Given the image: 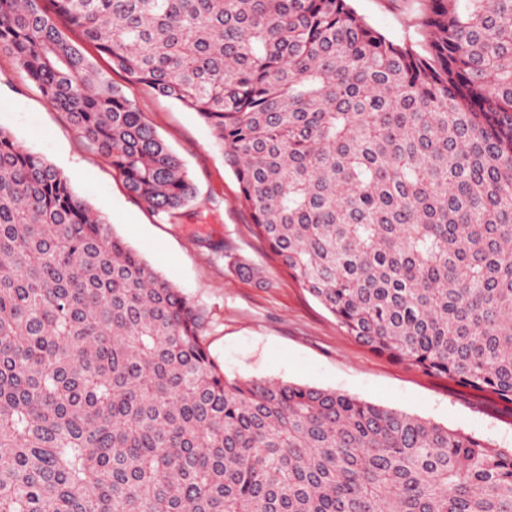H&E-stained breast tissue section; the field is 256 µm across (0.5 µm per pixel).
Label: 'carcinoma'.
<instances>
[{"instance_id": "carcinoma-1", "label": "carcinoma", "mask_w": 512, "mask_h": 512, "mask_svg": "<svg viewBox=\"0 0 512 512\" xmlns=\"http://www.w3.org/2000/svg\"><path fill=\"white\" fill-rule=\"evenodd\" d=\"M414 2L412 41L351 0H0V51L157 215L196 188L112 73L197 113L349 335L512 403V0ZM204 328L0 127V512H512V450L229 377Z\"/></svg>"}]
</instances>
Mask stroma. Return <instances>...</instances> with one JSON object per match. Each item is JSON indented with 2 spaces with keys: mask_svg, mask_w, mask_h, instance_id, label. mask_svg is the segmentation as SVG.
<instances>
[{
  "mask_svg": "<svg viewBox=\"0 0 512 512\" xmlns=\"http://www.w3.org/2000/svg\"><path fill=\"white\" fill-rule=\"evenodd\" d=\"M379 31L412 37L411 0H352ZM124 85L158 136L182 159L195 202L157 215L130 196L111 165L87 150L64 112L51 107L0 51V127L41 154L116 234L203 308L204 343L226 375L334 390L512 448V404L372 352L349 336L271 257L239 203V184L194 112L142 85ZM262 271L239 276L235 259Z\"/></svg>",
  "mask_w": 512,
  "mask_h": 512,
  "instance_id": "35a3bbf8",
  "label": "stroma"
}]
</instances>
